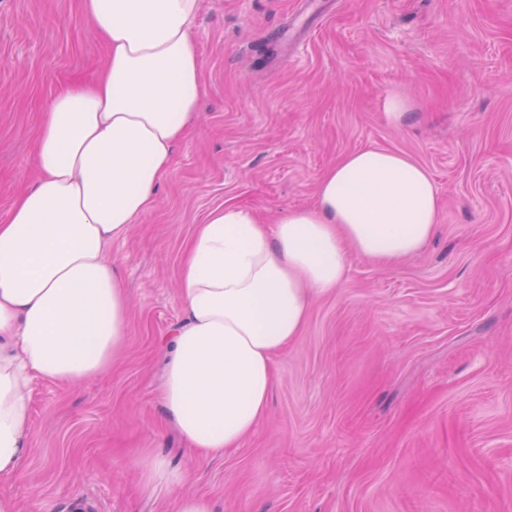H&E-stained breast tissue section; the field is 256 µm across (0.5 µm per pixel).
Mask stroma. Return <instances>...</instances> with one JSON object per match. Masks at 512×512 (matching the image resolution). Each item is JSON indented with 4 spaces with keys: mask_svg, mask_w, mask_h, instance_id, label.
<instances>
[{
    "mask_svg": "<svg viewBox=\"0 0 512 512\" xmlns=\"http://www.w3.org/2000/svg\"><path fill=\"white\" fill-rule=\"evenodd\" d=\"M193 38L206 93L109 250L128 345L102 376L37 384L31 452L0 490L21 512H168L132 466L150 448L214 512H512V0H201ZM106 56L82 0H0V220L37 178L55 91ZM369 147L429 170L435 238L395 266L351 257L276 357L257 431L199 462L159 400L197 225L227 204L268 222L311 206Z\"/></svg>",
    "mask_w": 512,
    "mask_h": 512,
    "instance_id": "stroma-1",
    "label": "stroma"
}]
</instances>
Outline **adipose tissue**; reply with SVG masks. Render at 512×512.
Instances as JSON below:
<instances>
[{"instance_id": "adipose-tissue-1", "label": "adipose tissue", "mask_w": 512, "mask_h": 512, "mask_svg": "<svg viewBox=\"0 0 512 512\" xmlns=\"http://www.w3.org/2000/svg\"><path fill=\"white\" fill-rule=\"evenodd\" d=\"M106 66L59 88L34 146L37 181L0 223V478L30 453L39 382L106 373L128 343L130 297L105 254L149 210L205 92L192 31L199 0H83ZM440 222L429 171L368 148L321 176L316 201L275 223L227 205L197 225L181 265L162 407L200 461L252 435L276 386L274 358L298 340L315 295L339 288L350 256L396 265ZM171 512H212L152 450L134 461Z\"/></svg>"}]
</instances>
